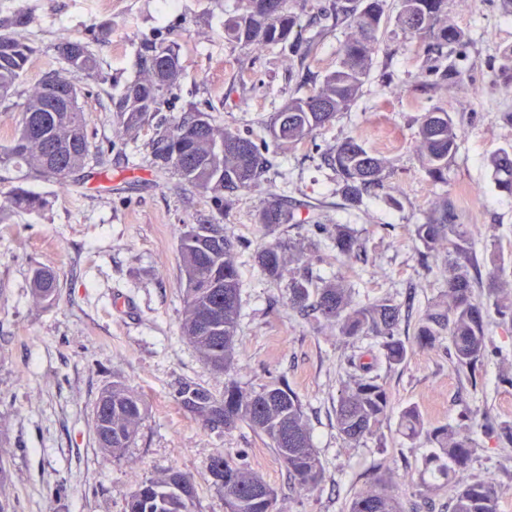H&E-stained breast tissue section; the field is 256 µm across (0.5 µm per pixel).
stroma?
<instances>
[{
    "instance_id": "stroma-1",
    "label": "stroma",
    "mask_w": 512,
    "mask_h": 512,
    "mask_svg": "<svg viewBox=\"0 0 512 512\" xmlns=\"http://www.w3.org/2000/svg\"><path fill=\"white\" fill-rule=\"evenodd\" d=\"M328 3L304 4L302 37L315 49L301 64L279 46L246 49L225 40L224 19L235 0H0V20L28 16L16 33L37 49L12 111L0 112V143L28 91L59 69L58 41L80 40L97 54L100 75L81 80L78 103L109 172L93 178L80 171L62 186L27 181L46 200L34 212L15 211L11 183L0 182V462L7 469L0 501L9 512H125L137 481L172 469L194 479V512H224V494L208 471L220 450L244 452L245 463L275 489L278 512H346L378 464L391 472L404 512H449L455 488L435 492L422 483L432 447L402 433V410L416 407L433 427L457 425L466 415L512 425V383L503 379L512 374V324L493 316L476 381L458 374L450 343L413 349L403 364L380 371L391 408L379 435L346 443L335 408L348 360L375 346V338H342L316 315L289 307L285 282L265 277L254 261L273 237L312 240L317 276L345 278L360 303L392 298L401 307L400 329L409 334L448 274L447 249L427 250L415 227L444 206L450 222L469 232L474 284L486 287L499 266L512 281V195L499 190L489 162L512 146V70L501 59L512 47V13L501 0H451L448 21L465 34L454 53L469 76L465 86L435 84L410 37L389 23L355 105L291 146L274 140L266 125L289 96L308 94L338 64L349 32L325 20ZM148 40L177 42L183 65L179 83L165 95L164 116L195 107L252 138L273 165L272 184L216 206L152 167L155 127L133 138L121 133L112 99L137 77V54ZM433 110L448 112L457 128L444 187L431 184L417 150L418 120ZM351 136L390 171L383 188L355 207L345 205L331 166L337 146ZM271 198L294 214L274 236L257 221ZM214 223L236 243L240 273L236 361L223 372L209 368L180 330L178 229ZM337 224L350 225L364 240L360 256L347 262L337 256L327 236ZM42 267L58 279L50 304L35 302L30 290L33 270ZM282 376L303 404L326 472L310 492L289 480L265 438L248 425L210 429L175 398L184 381L219 395L231 381L258 390ZM115 381L146 407L119 460L101 453L94 433L97 399ZM478 442L468 475L493 477L498 512H512V444L484 436Z\"/></svg>"
}]
</instances>
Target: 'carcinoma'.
<instances>
[{"instance_id": "1", "label": "carcinoma", "mask_w": 512, "mask_h": 512, "mask_svg": "<svg viewBox=\"0 0 512 512\" xmlns=\"http://www.w3.org/2000/svg\"><path fill=\"white\" fill-rule=\"evenodd\" d=\"M385 2L331 0L325 19L332 26L352 29L355 34L342 45L336 69L326 74L317 88L303 97L288 99L274 114L268 125L274 139L297 146L350 109L369 77L373 55L388 23ZM397 23L416 39V54L429 63L428 71L436 81L466 83L465 73L451 60L462 35L448 24V0H399ZM24 24L23 14L7 25L0 24L3 112L12 111L6 102L36 54L34 46L12 31ZM300 28L301 14L293 10L290 0H237L234 14L224 20V37L246 47L286 46L303 61L311 54L313 42L299 41ZM56 52L64 67L28 92L8 144L0 146V168L22 173L24 181L33 178L63 183L84 169L91 158L85 112L79 107L72 112L53 111L43 90L47 83L54 82L59 96H69L80 78L99 73V60L87 44L68 38L56 44ZM137 66L139 77L112 101V111L128 135L155 124L158 133L151 151L154 167L170 170L221 204L226 197L268 181L272 164L252 138L215 124L208 113L196 109L171 121L160 115L163 91L175 86L182 71L176 44H143ZM33 122L37 130L26 140H19L22 130ZM418 139L421 163L432 185H448V164L458 149L452 118L440 110L424 113ZM490 164L500 190L512 195V148L495 152ZM333 168L340 179L341 196L350 206L358 204L364 193L383 186L387 178L385 162L355 137L337 146ZM12 201L19 212L36 211L45 205L41 197L21 185L14 187ZM291 220L290 211L276 200L269 201L258 213V223L269 230ZM200 228L203 232L192 234L184 224L178 233L182 274L207 283L203 289L183 288L181 333L205 364L224 371L235 362L241 312L237 253L228 237L204 233L205 224ZM416 236L431 251L448 243L452 261L440 295L418 320L411 342L400 336L401 308L393 299L361 304L355 302L353 288L345 282L316 281L310 245L291 239L276 241L261 246L255 254V262L266 277L288 281L292 307L313 311L323 321L336 325L343 338L372 336L379 340L377 351L351 358L352 373L336 405V428L350 444L357 445L374 435L388 416L391 394L378 373L381 365H400L408 357L410 344L431 350L446 336L457 370L474 381L487 348L489 310H494L502 321L512 323V287L500 274H495L488 285L489 303L475 297L474 284L464 271L474 261L469 235L464 225L448 223V209L430 213L425 223L416 225ZM329 238L336 254L346 260L362 252L360 237L345 224L336 225ZM30 288L39 302L51 303L58 296V282L49 269H35ZM176 400L182 409L213 430H231L240 423L249 425L268 439L288 478L301 489L312 491L324 480L325 470L313 446L302 402L285 378L259 392L231 382L220 396L201 385L183 382ZM145 414L141 397L124 384L115 382L104 389L95 409V433L101 452L121 458L135 439ZM401 428L412 440L424 436L434 444V450L424 459V473L432 478L434 489L455 484L451 512H498L494 480H472L467 471L477 432L492 433L512 443V427L473 417L459 427L430 428L418 409L409 407L402 414ZM208 469L214 485L224 492L227 512H276V499H267L255 491L266 481L246 464L218 452L211 457ZM175 477L193 484L189 475L178 470L143 480L129 496L126 512H193L195 495L184 498L178 494L172 485ZM349 512H402V505L388 478L379 473L356 493Z\"/></svg>"}]
</instances>
